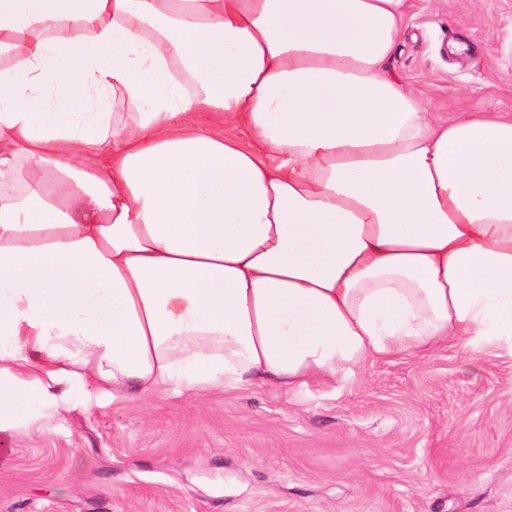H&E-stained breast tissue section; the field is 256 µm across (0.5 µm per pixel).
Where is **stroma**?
Wrapping results in <instances>:
<instances>
[{"instance_id":"stroma-1","label":"stroma","mask_w":512,"mask_h":512,"mask_svg":"<svg viewBox=\"0 0 512 512\" xmlns=\"http://www.w3.org/2000/svg\"><path fill=\"white\" fill-rule=\"evenodd\" d=\"M406 24L388 71L433 118L512 113V0H414ZM0 445V512H512V355L448 341L293 392L125 391Z\"/></svg>"}]
</instances>
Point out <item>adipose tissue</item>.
<instances>
[{
    "label": "adipose tissue",
    "mask_w": 512,
    "mask_h": 512,
    "mask_svg": "<svg viewBox=\"0 0 512 512\" xmlns=\"http://www.w3.org/2000/svg\"><path fill=\"white\" fill-rule=\"evenodd\" d=\"M412 6L0 0V432L77 384L512 353V115L388 74Z\"/></svg>",
    "instance_id": "adipose-tissue-1"
}]
</instances>
